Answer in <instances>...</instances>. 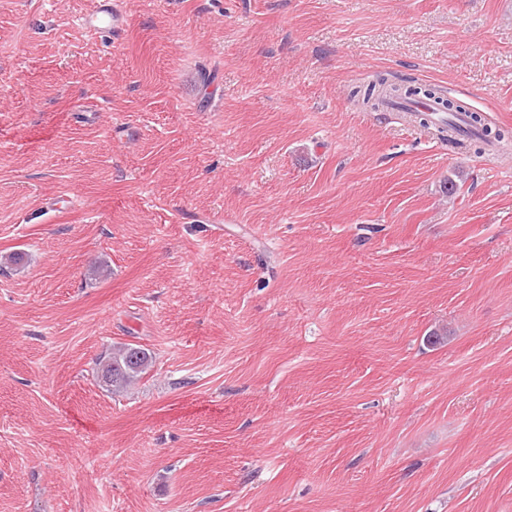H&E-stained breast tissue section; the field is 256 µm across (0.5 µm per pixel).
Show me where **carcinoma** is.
I'll list each match as a JSON object with an SVG mask.
<instances>
[{
    "mask_svg": "<svg viewBox=\"0 0 512 512\" xmlns=\"http://www.w3.org/2000/svg\"><path fill=\"white\" fill-rule=\"evenodd\" d=\"M353 96L361 99L363 106L376 110L382 106L389 97L409 98L424 97L433 101L442 111L452 114H467L468 123L471 127L477 129L469 137L463 140H453V143L463 146L467 143H507L504 136L497 133L491 134V131L482 123L481 116L476 112L466 109L463 104H455L436 95L429 88L418 86H401L389 82L383 75L377 76L375 80L368 83L363 88L353 91ZM153 362L152 352L140 345L123 344L112 347V351L104 355L99 361L97 378L99 383L112 392H120L138 380L151 367Z\"/></svg>",
    "mask_w": 512,
    "mask_h": 512,
    "instance_id": "cac0c4a2",
    "label": "carcinoma"
}]
</instances>
